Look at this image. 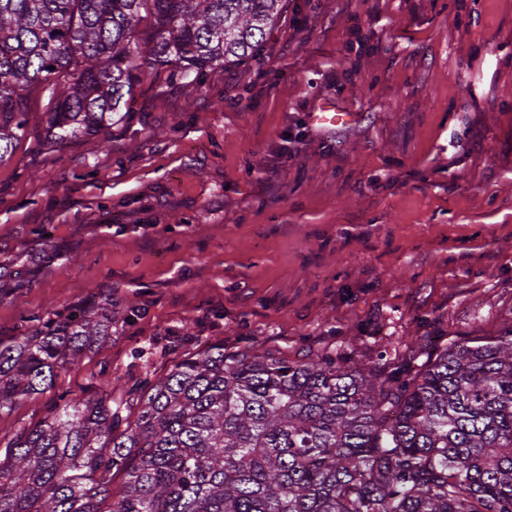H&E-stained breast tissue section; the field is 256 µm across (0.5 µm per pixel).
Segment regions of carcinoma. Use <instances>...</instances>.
Masks as SVG:
<instances>
[{"label": "carcinoma", "mask_w": 512, "mask_h": 512, "mask_svg": "<svg viewBox=\"0 0 512 512\" xmlns=\"http://www.w3.org/2000/svg\"><path fill=\"white\" fill-rule=\"evenodd\" d=\"M283 0H0V165L51 87L46 140L125 119L141 75L186 97L256 58ZM139 312L93 300L0 340V416L54 384ZM124 403L111 380L13 434L0 512H512V326L439 345L414 337L384 369L284 349L192 353ZM122 476L118 499L112 480Z\"/></svg>", "instance_id": "1"}]
</instances>
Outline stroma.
Returning a JSON list of instances; mask_svg holds the SVG:
<instances>
[{
  "label": "stroma",
  "instance_id": "1",
  "mask_svg": "<svg viewBox=\"0 0 512 512\" xmlns=\"http://www.w3.org/2000/svg\"><path fill=\"white\" fill-rule=\"evenodd\" d=\"M49 90L0 165V339L110 296L139 314L0 417L127 397L215 340L389 364L512 324V0H285L260 55L61 148ZM352 113L321 130L325 103Z\"/></svg>",
  "mask_w": 512,
  "mask_h": 512
}]
</instances>
